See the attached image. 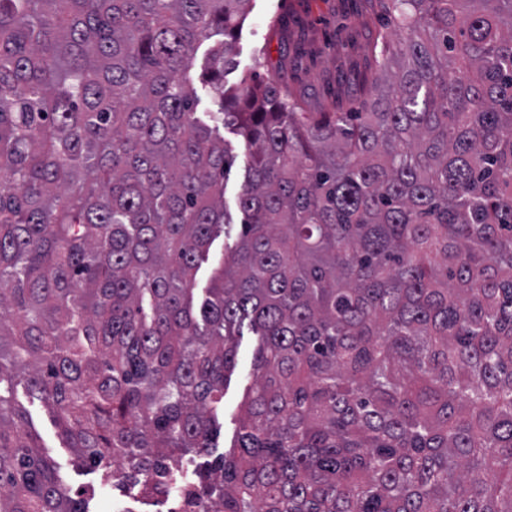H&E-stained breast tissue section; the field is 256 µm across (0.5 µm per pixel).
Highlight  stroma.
Segmentation results:
<instances>
[{
	"mask_svg": "<svg viewBox=\"0 0 512 512\" xmlns=\"http://www.w3.org/2000/svg\"><path fill=\"white\" fill-rule=\"evenodd\" d=\"M385 24L379 0H252L236 41L237 65L224 81L233 85L250 70L257 80L278 82L303 111H356L368 92L376 67L373 49ZM255 346L252 336L239 340L238 365L224 388L218 445H230L235 433L240 406L254 380ZM16 395L64 483L108 501V487L96 474L77 467L42 403L22 388Z\"/></svg>",
	"mask_w": 512,
	"mask_h": 512,
	"instance_id": "stroma-1",
	"label": "stroma"
}]
</instances>
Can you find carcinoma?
<instances>
[{"label":"carcinoma","instance_id":"1","mask_svg":"<svg viewBox=\"0 0 512 512\" xmlns=\"http://www.w3.org/2000/svg\"><path fill=\"white\" fill-rule=\"evenodd\" d=\"M381 3L370 102L302 112L224 83L251 0H0V512H83L17 385L132 476L216 447L246 331L220 512H512V0ZM224 138L230 144L233 152L238 154V160L227 175L225 183L224 198L229 212L235 217L237 213V197L241 188L242 173L244 167V152L240 147L239 137L232 133L231 130H224Z\"/></svg>","mask_w":512,"mask_h":512}]
</instances>
